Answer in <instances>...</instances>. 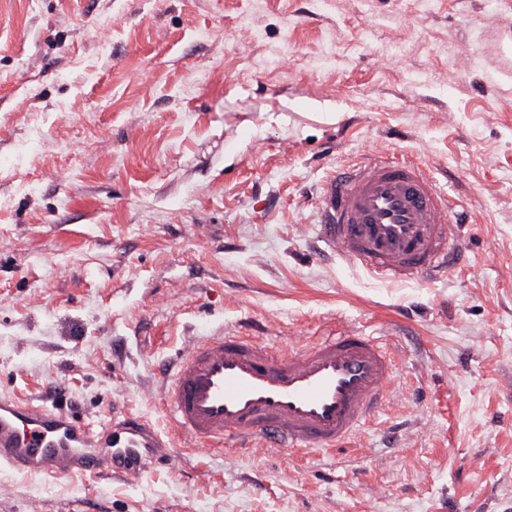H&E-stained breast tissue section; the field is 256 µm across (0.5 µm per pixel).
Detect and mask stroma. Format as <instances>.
Returning a JSON list of instances; mask_svg holds the SVG:
<instances>
[{
	"instance_id": "35a3bbf8",
	"label": "stroma",
	"mask_w": 512,
	"mask_h": 512,
	"mask_svg": "<svg viewBox=\"0 0 512 512\" xmlns=\"http://www.w3.org/2000/svg\"><path fill=\"white\" fill-rule=\"evenodd\" d=\"M378 146L468 205V268L325 244L323 180ZM342 324L400 371L346 449L0 467V512H512V0H0V396L166 436L158 367L194 340Z\"/></svg>"
}]
</instances>
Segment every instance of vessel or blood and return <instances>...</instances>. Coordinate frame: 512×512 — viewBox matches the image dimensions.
Masks as SVG:
<instances>
[{"mask_svg": "<svg viewBox=\"0 0 512 512\" xmlns=\"http://www.w3.org/2000/svg\"><path fill=\"white\" fill-rule=\"evenodd\" d=\"M326 243L386 280L458 267L453 241L468 214L429 170L381 149L337 169L317 200ZM397 372L389 347L343 327L303 349L222 332L193 342L163 371L175 431L188 446L335 451L388 401ZM172 442L145 418L116 415L91 429L65 404L0 398V466L29 475L142 476L167 463Z\"/></svg>", "mask_w": 512, "mask_h": 512, "instance_id": "1", "label": "vessel or blood"}]
</instances>
